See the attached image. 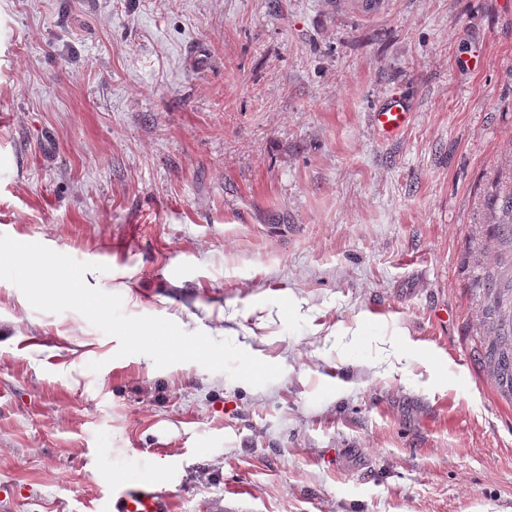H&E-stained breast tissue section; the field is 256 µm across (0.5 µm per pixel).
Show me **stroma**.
<instances>
[{"instance_id": "1", "label": "stroma", "mask_w": 512, "mask_h": 512, "mask_svg": "<svg viewBox=\"0 0 512 512\" xmlns=\"http://www.w3.org/2000/svg\"><path fill=\"white\" fill-rule=\"evenodd\" d=\"M511 192L512 0H0V234L282 368L121 357L0 280V512L147 471L174 512H512ZM411 112L405 99L391 98L375 109L372 120L380 132L397 135L407 125ZM487 358L490 359V367L497 376L505 375L506 379L510 380L512 389V329L507 334L503 333L497 342L492 344Z\"/></svg>"}]
</instances>
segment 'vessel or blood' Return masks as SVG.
<instances>
[{
  "label": "vessel or blood",
  "instance_id": "vessel-or-blood-1",
  "mask_svg": "<svg viewBox=\"0 0 512 512\" xmlns=\"http://www.w3.org/2000/svg\"><path fill=\"white\" fill-rule=\"evenodd\" d=\"M409 103L392 98L382 103L372 114L376 128L385 134H398L408 123ZM89 512H173L174 502L169 493L152 479L128 485L108 483L106 492L88 503Z\"/></svg>",
  "mask_w": 512,
  "mask_h": 512
}]
</instances>
